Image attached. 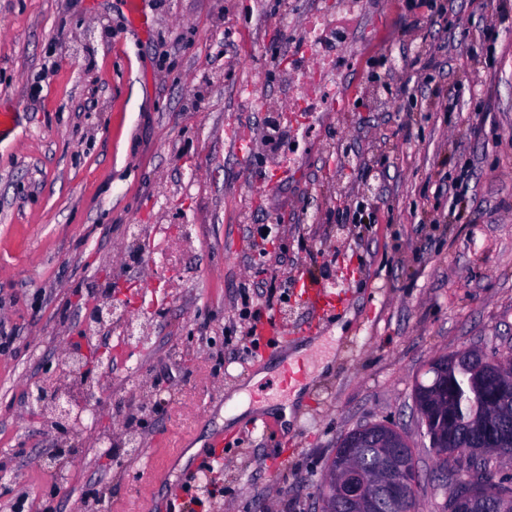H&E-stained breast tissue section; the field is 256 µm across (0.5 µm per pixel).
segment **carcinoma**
Here are the masks:
<instances>
[{
	"label": "carcinoma",
	"mask_w": 512,
	"mask_h": 512,
	"mask_svg": "<svg viewBox=\"0 0 512 512\" xmlns=\"http://www.w3.org/2000/svg\"><path fill=\"white\" fill-rule=\"evenodd\" d=\"M432 381L428 384L419 381L415 385V397L422 409V424L427 436L432 439L435 466L440 473L448 471V437L441 434L445 428H454L453 445L457 449L470 450L481 448L484 443L497 437L498 432H512V396L504 399L497 396L488 374L480 369V362H457L448 365L445 357L434 359L428 367ZM494 411H502L506 418L498 423H489L483 428L476 427L481 419ZM358 436L350 432L337 445L330 465L339 467L347 456L356 451ZM394 460L399 468L400 479L408 484L407 495L396 501H388L381 509L383 512H417L415 488L419 475L408 469L406 464L412 460L413 450L409 442L398 443L392 449Z\"/></svg>",
	"instance_id": "1"
}]
</instances>
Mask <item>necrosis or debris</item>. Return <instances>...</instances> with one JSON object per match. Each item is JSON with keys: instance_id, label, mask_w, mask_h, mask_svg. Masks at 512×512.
<instances>
[{"instance_id": "obj_1", "label": "necrosis or debris", "mask_w": 512, "mask_h": 512, "mask_svg": "<svg viewBox=\"0 0 512 512\" xmlns=\"http://www.w3.org/2000/svg\"><path fill=\"white\" fill-rule=\"evenodd\" d=\"M366 7V0H335L330 12L310 17L298 36L297 57L287 58L281 65L282 94L260 100L262 108L287 113L291 126L304 128L313 113L335 111L344 92L342 69L352 54L356 28ZM195 236L192 224H135L130 234L134 257L145 261L151 254H159L172 284L189 273L185 258ZM112 321L116 341L108 349V365L123 368L127 365L122 349L125 339L148 336L151 326L141 316L127 313L116 314Z\"/></svg>"}]
</instances>
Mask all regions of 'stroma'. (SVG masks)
I'll return each mask as SVG.
<instances>
[{
    "instance_id": "obj_1",
    "label": "stroma",
    "mask_w": 512,
    "mask_h": 512,
    "mask_svg": "<svg viewBox=\"0 0 512 512\" xmlns=\"http://www.w3.org/2000/svg\"><path fill=\"white\" fill-rule=\"evenodd\" d=\"M329 0H0V512H170L224 437L211 512H319L348 432L386 424L416 452L418 512H444L413 388L466 347L512 356V13L503 0H368L336 111L294 153L263 142L250 75L279 59ZM424 16L411 29V13ZM132 224H196V277L122 259ZM110 275L146 300L154 335L130 373L93 370L112 452L82 446L59 480L58 434L29 393L48 382ZM343 306L307 327L297 289ZM277 316L301 359L289 431H265L243 308ZM168 401L147 409L155 388ZM250 411L224 424L233 393Z\"/></svg>"
}]
</instances>
